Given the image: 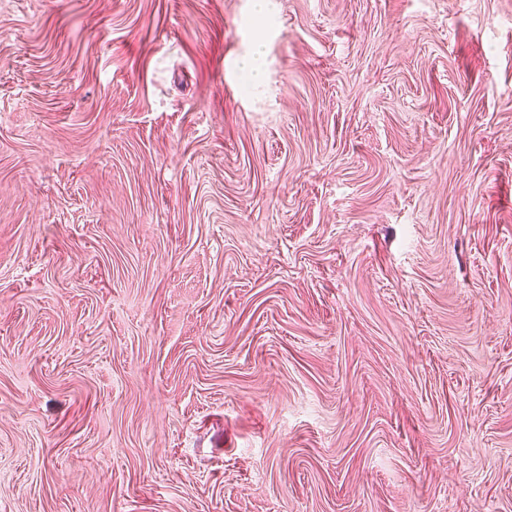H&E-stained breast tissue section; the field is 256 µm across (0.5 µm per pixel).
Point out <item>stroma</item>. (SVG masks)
Here are the masks:
<instances>
[{
	"label": "stroma",
	"mask_w": 512,
	"mask_h": 512,
	"mask_svg": "<svg viewBox=\"0 0 512 512\" xmlns=\"http://www.w3.org/2000/svg\"><path fill=\"white\" fill-rule=\"evenodd\" d=\"M267 2L0 0V512H512V0Z\"/></svg>",
	"instance_id": "stroma-1"
}]
</instances>
